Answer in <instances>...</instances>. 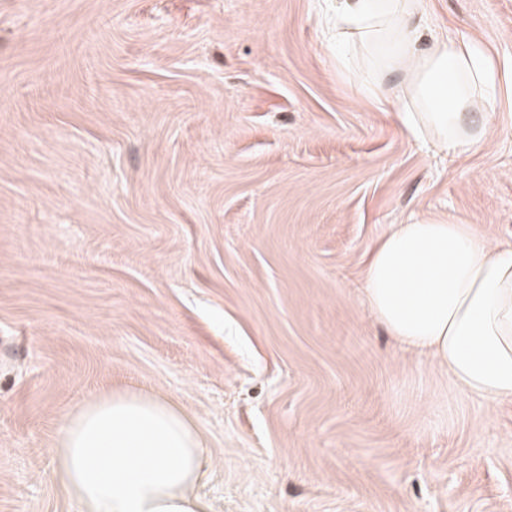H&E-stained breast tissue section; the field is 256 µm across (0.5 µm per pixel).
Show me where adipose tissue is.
I'll return each mask as SVG.
<instances>
[{"label":"adipose tissue","mask_w":512,"mask_h":512,"mask_svg":"<svg viewBox=\"0 0 512 512\" xmlns=\"http://www.w3.org/2000/svg\"><path fill=\"white\" fill-rule=\"evenodd\" d=\"M426 9L427 0H334L332 36L368 94L402 99L409 134L464 155L487 140L475 93L492 81L491 61L456 35L419 46L413 22ZM364 294L370 317L445 369L452 387L512 402V246L450 220L395 224L371 249ZM62 421L56 469L79 512H208L194 492L208 449L173 401L117 391Z\"/></svg>","instance_id":"1"}]
</instances>
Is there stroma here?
I'll use <instances>...</instances> for the list:
<instances>
[{
  "instance_id": "35a3bbf8",
  "label": "stroma",
  "mask_w": 512,
  "mask_h": 512,
  "mask_svg": "<svg viewBox=\"0 0 512 512\" xmlns=\"http://www.w3.org/2000/svg\"><path fill=\"white\" fill-rule=\"evenodd\" d=\"M325 0H0V512H76L61 417L136 388L209 450L210 512H512V403L370 318L391 225L512 245V100L478 151L409 136ZM512 74V0H428Z\"/></svg>"
}]
</instances>
